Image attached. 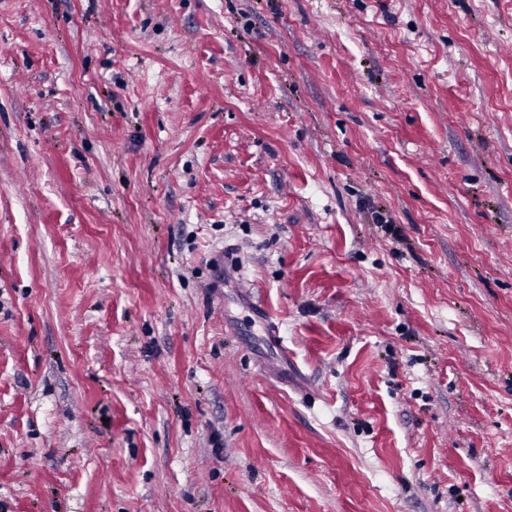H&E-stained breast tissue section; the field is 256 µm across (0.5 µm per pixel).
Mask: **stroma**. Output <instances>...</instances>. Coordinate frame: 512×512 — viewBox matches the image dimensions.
I'll return each mask as SVG.
<instances>
[{"label":"stroma","mask_w":512,"mask_h":512,"mask_svg":"<svg viewBox=\"0 0 512 512\" xmlns=\"http://www.w3.org/2000/svg\"><path fill=\"white\" fill-rule=\"evenodd\" d=\"M0 512H512V0H0Z\"/></svg>","instance_id":"stroma-1"}]
</instances>
